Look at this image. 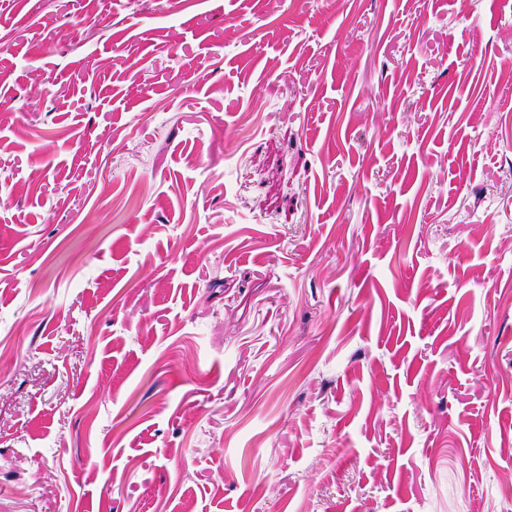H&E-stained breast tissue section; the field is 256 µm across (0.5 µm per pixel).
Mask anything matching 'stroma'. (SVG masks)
<instances>
[{"label": "stroma", "instance_id": "stroma-1", "mask_svg": "<svg viewBox=\"0 0 512 512\" xmlns=\"http://www.w3.org/2000/svg\"><path fill=\"white\" fill-rule=\"evenodd\" d=\"M512 0H0V512H512Z\"/></svg>", "mask_w": 512, "mask_h": 512}]
</instances>
